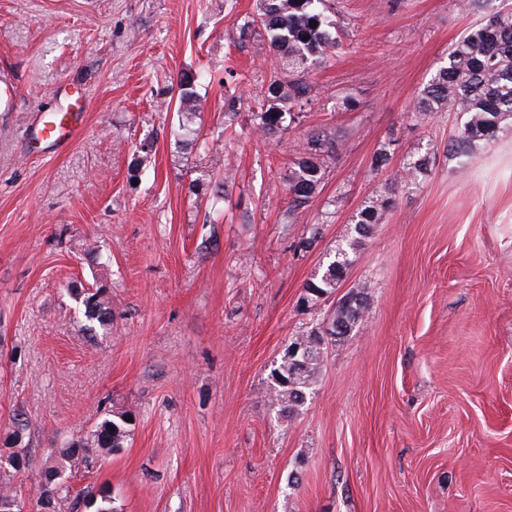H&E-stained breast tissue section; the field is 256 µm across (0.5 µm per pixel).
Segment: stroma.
Segmentation results:
<instances>
[{"label": "stroma", "instance_id": "1", "mask_svg": "<svg viewBox=\"0 0 512 512\" xmlns=\"http://www.w3.org/2000/svg\"><path fill=\"white\" fill-rule=\"evenodd\" d=\"M256 4L0 0V438L16 412L29 422L28 466L0 487L33 498L30 475L112 410L133 415L127 442L69 484L111 486L116 512H512V129L453 159L461 115L411 116L477 15L339 0L342 44L271 141L246 110L224 126L230 95L270 83L264 35H240ZM199 72L185 131L177 82ZM79 103L74 138H35ZM316 129L340 146L292 213L280 186ZM426 154L429 172L400 183ZM378 194L394 207L341 283L368 287L366 313L279 414L273 370L336 305L305 306L304 286ZM80 283L108 287L110 328L86 331L67 293Z\"/></svg>", "mask_w": 512, "mask_h": 512}]
</instances>
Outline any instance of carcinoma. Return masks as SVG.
I'll return each instance as SVG.
<instances>
[{
    "mask_svg": "<svg viewBox=\"0 0 512 512\" xmlns=\"http://www.w3.org/2000/svg\"><path fill=\"white\" fill-rule=\"evenodd\" d=\"M497 0H466V7L481 11L483 20L467 31L448 53V62L440 67L415 101L412 117L421 120L431 112L448 107L464 117L460 133L448 141V155L467 158L479 144L494 140L504 128L512 125V9L499 7ZM330 0H259L258 13L240 28L246 35L261 27L274 51L273 77L264 98L249 107L255 130L265 137H274L300 123L301 110L309 102L311 91L306 75L327 64L336 37L329 20ZM316 25H311V22ZM308 40H303V37ZM203 75L186 74L178 83L181 114L190 119L199 110L197 84ZM312 149L298 156L288 171L285 191L289 212L304 207L317 192L324 178L323 155L336 153V141L320 130L310 134ZM427 158H418L402 167L400 182L416 183L426 169ZM393 206L392 200L378 195L356 215V238L339 249L325 271L305 285L306 297L312 305L331 296L344 279L353 253L360 240L383 223ZM85 321V329L93 334L98 328L112 324V300L104 285L93 284L73 293ZM367 306L366 294L349 291L343 295L332 315L317 326L303 332L299 339L309 345L318 344L327 327L341 328L340 335H349L362 319ZM323 356L311 358L300 365L288 363L283 356L273 371L268 399L279 412L291 415L305 403L304 394L316 382ZM128 415L108 411L98 421L89 437L72 443L60 452L59 459L42 468L34 476L36 505L39 512H60L67 500L71 510L80 508V495L70 497L69 473L89 461L91 455L105 457L123 448L129 436ZM28 427L20 414L13 416V430L3 447L15 446ZM112 489L102 486L92 504L94 512H115ZM0 512H21V496L15 488L0 489Z\"/></svg>",
    "mask_w": 512,
    "mask_h": 512,
    "instance_id": "cac0c4a2",
    "label": "carcinoma"
}]
</instances>
